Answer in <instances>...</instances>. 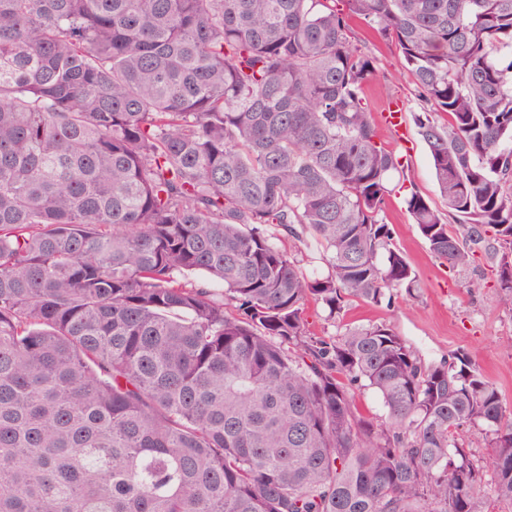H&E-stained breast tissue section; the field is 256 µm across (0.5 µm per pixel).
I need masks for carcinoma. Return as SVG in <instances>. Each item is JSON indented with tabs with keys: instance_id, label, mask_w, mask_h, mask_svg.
<instances>
[{
	"instance_id": "obj_1",
	"label": "carcinoma",
	"mask_w": 512,
	"mask_h": 512,
	"mask_svg": "<svg viewBox=\"0 0 512 512\" xmlns=\"http://www.w3.org/2000/svg\"><path fill=\"white\" fill-rule=\"evenodd\" d=\"M334 2L0 0V512H489L466 428L512 503V408L471 360L305 319L417 282L353 19L421 105L448 213L410 186L414 224L452 268L494 240L512 306V0ZM280 245L283 246L292 257L296 258L303 270L310 277H320L327 274V266L324 261V248L312 237L305 238L304 242H293L287 237H282ZM354 399L358 411L362 416L384 420V410L381 400L371 389H357ZM463 442L465 446L470 450L475 462L484 467V471L486 473L483 490L486 496L493 500L494 493L492 491L491 485V472L488 468L491 448L487 447L484 431H481L480 429H470L463 434Z\"/></svg>"
}]
</instances>
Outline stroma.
I'll return each mask as SVG.
<instances>
[{
  "instance_id": "stroma-1",
  "label": "stroma",
  "mask_w": 512,
  "mask_h": 512,
  "mask_svg": "<svg viewBox=\"0 0 512 512\" xmlns=\"http://www.w3.org/2000/svg\"><path fill=\"white\" fill-rule=\"evenodd\" d=\"M355 36L362 50L377 60L378 76L366 91L373 111H381L392 100L404 107L411 144L403 152V172L392 178L383 219L393 230L394 245L415 271L417 286L410 292L395 290L390 300L378 304L350 301L334 321L326 319L320 305L308 303V328L319 336L336 337L353 326L388 325L422 369L466 356L494 383L504 405L512 407V308L503 303L485 254L476 253L468 267L450 268L430 253L413 224L404 201L406 185H415L437 209L446 207L415 123L420 103L396 47L362 26L356 27Z\"/></svg>"
}]
</instances>
